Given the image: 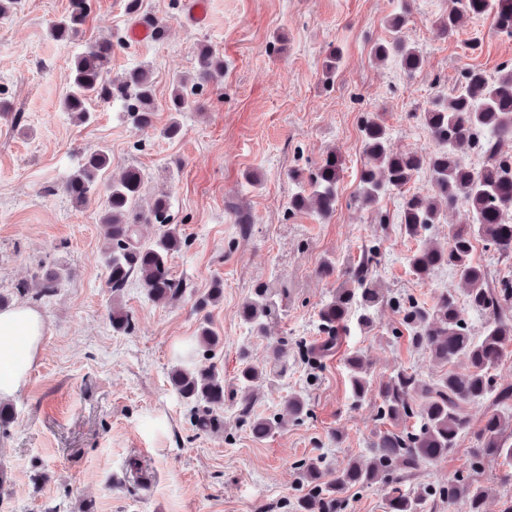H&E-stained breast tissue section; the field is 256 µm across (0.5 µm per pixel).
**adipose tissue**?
Returning a JSON list of instances; mask_svg holds the SVG:
<instances>
[{"instance_id": "ef3b65f1", "label": "adipose tissue", "mask_w": 512, "mask_h": 512, "mask_svg": "<svg viewBox=\"0 0 512 512\" xmlns=\"http://www.w3.org/2000/svg\"><path fill=\"white\" fill-rule=\"evenodd\" d=\"M46 323L40 310L18 304L0 311V398L18 394L42 352Z\"/></svg>"}]
</instances>
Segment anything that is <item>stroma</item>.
<instances>
[{
    "mask_svg": "<svg viewBox=\"0 0 512 512\" xmlns=\"http://www.w3.org/2000/svg\"><path fill=\"white\" fill-rule=\"evenodd\" d=\"M68 3L26 0L22 13L0 24V92L13 104L0 112V293L27 284V300L47 326L37 366L10 399L15 419L0 432V512H82L89 503L94 512H293L306 491L300 461L321 455L328 471L343 468L365 454L380 426L376 400L352 403L349 352L364 353L377 382L402 367L426 379L439 368L401 335L396 309L384 306L374 329L352 328L318 368L297 363L280 385L260 390L255 414L277 412L294 392L304 394L309 414L258 440L229 403L221 410L223 433L191 426L188 406L168 383L176 350L210 319L224 346L212 356L197 350L195 361L216 364L229 381L241 348L260 358L280 339L317 343L316 313L336 286L317 268L326 261L344 267L375 242L382 251L377 274L391 295L429 303L439 289L458 287L447 269L427 283L411 273L407 257L417 242L401 229L402 192L382 200L383 224L354 204L366 162L361 124L378 115L393 151L428 147L421 114L430 100L451 93L465 66L496 74L512 61V39L497 34L487 16L438 37L448 0H411L404 32L423 61L408 77L372 54L388 38L399 0H208L200 26L188 18L190 0H143L144 13L163 21L167 35L132 45L125 42L133 24L125 0H92L82 39L53 40L49 26ZM105 37L117 43L113 75L136 66L150 71L152 127L134 126L109 101L96 103L86 123L64 110L71 58L85 40ZM475 40L479 49L469 50ZM202 42L223 56L224 71L207 85L202 109L177 117L180 136L167 139L161 131L174 118L172 80L194 77ZM334 48L341 63L328 83L322 66ZM97 147L110 151L112 165L91 203L75 207L63 185L79 155ZM331 150L343 163L335 213L326 220L289 213L296 190L289 171L309 169ZM131 165L144 174V200L170 194L171 221L188 241L171 260L173 277L187 285L172 302H151L136 282L117 296L106 285V188ZM50 271L59 272L58 286L37 297ZM276 277L288 285V305L258 336L240 323L237 308L255 283ZM216 279L224 298L201 316L194 301ZM116 305L133 315L132 333L114 332ZM467 414L469 434L447 460L426 465L420 481L466 471L486 409ZM134 462L146 484L133 482ZM477 481L489 491L486 512H501L512 500V460L488 462Z\"/></svg>",
    "mask_w": 512,
    "mask_h": 512,
    "instance_id": "stroma-1",
    "label": "stroma"
}]
</instances>
